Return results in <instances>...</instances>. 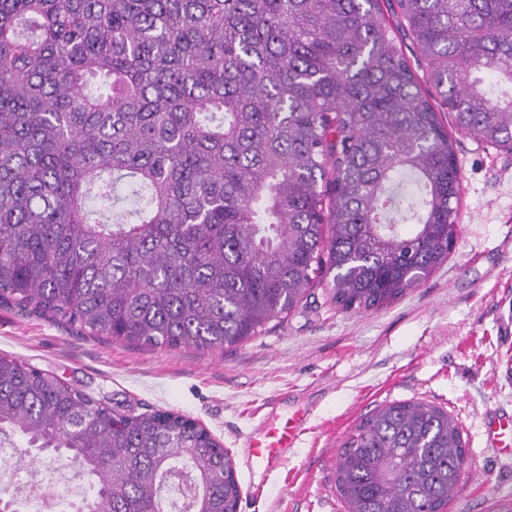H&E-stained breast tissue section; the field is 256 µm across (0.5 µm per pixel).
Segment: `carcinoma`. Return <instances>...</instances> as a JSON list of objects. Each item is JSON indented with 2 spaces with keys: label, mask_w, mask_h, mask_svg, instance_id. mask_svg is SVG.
Returning a JSON list of instances; mask_svg holds the SVG:
<instances>
[{
  "label": "carcinoma",
  "mask_w": 512,
  "mask_h": 512,
  "mask_svg": "<svg viewBox=\"0 0 512 512\" xmlns=\"http://www.w3.org/2000/svg\"><path fill=\"white\" fill-rule=\"evenodd\" d=\"M416 48L409 58L381 2ZM512 149V0H0V304L136 346L259 335L317 275L380 310L450 254L453 140ZM0 356V437L77 464L74 512L240 499L230 452ZM465 458L441 407L382 405L342 445L347 512H444Z\"/></svg>",
  "instance_id": "obj_1"
}]
</instances>
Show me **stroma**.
<instances>
[{"mask_svg": "<svg viewBox=\"0 0 512 512\" xmlns=\"http://www.w3.org/2000/svg\"><path fill=\"white\" fill-rule=\"evenodd\" d=\"M449 133L461 173L456 245L383 310H342L321 282L260 335L198 351L132 346L0 305V356L120 413L199 422L234 459L239 512H345L335 486L344 441L374 408L423 401L447 410L465 442L447 512H507L512 465L487 450L484 422L512 410V150ZM297 411L306 430L282 464L246 467L242 440Z\"/></svg>", "mask_w": 512, "mask_h": 512, "instance_id": "35a3bbf8", "label": "stroma"}]
</instances>
